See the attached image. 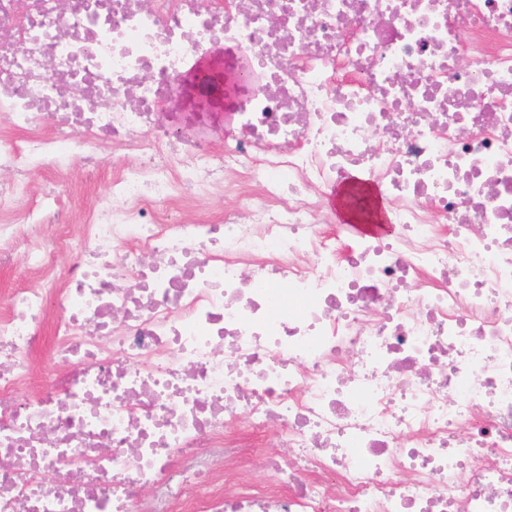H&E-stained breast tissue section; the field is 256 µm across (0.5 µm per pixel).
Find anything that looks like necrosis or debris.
Returning a JSON list of instances; mask_svg holds the SVG:
<instances>
[{"instance_id":"obj_1","label":"necrosis or debris","mask_w":512,"mask_h":512,"mask_svg":"<svg viewBox=\"0 0 512 512\" xmlns=\"http://www.w3.org/2000/svg\"><path fill=\"white\" fill-rule=\"evenodd\" d=\"M214 48L219 158L156 119ZM98 142L134 165L32 243L31 173ZM0 172L41 275L0 303V512H512V0H0ZM356 173L390 227L342 247L314 195ZM201 69L205 71L212 82V91L215 96V108L230 111L232 106V96L235 94L237 83V74L233 68L221 65L217 67L212 63V56H205L201 61Z\"/></svg>"}]
</instances>
